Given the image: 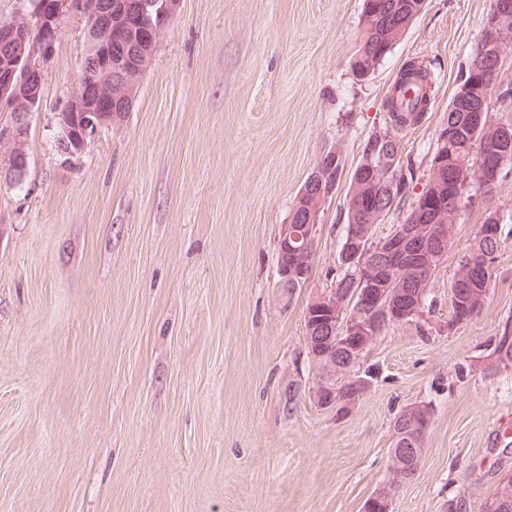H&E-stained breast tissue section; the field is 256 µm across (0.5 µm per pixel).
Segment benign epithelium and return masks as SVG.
<instances>
[{
  "label": "benign epithelium",
  "instance_id": "obj_1",
  "mask_svg": "<svg viewBox=\"0 0 512 512\" xmlns=\"http://www.w3.org/2000/svg\"><path fill=\"white\" fill-rule=\"evenodd\" d=\"M29 7L9 20L0 22V40L11 45L10 52L0 58V103H5L13 119L0 125V148L6 150L5 177L21 179L28 168L23 126L27 125L38 110L42 90L41 61L45 58L59 33L62 19L75 9L84 8L81 0H28ZM181 0H101L92 5L86 14L92 16L87 25V45L83 60V76L79 85L67 97L59 112L55 113V140L61 152L74 154L82 151L91 137L101 128L121 120L130 111L141 80L156 50L162 27H151L149 39L142 40L129 31L131 12H136L140 23L151 21L152 13L167 20L174 17ZM512 11V0H497L495 10L484 22L486 38L502 48L508 43L498 21L500 16ZM504 159L496 152L483 153L480 168L483 172L496 173ZM338 160L330 167L315 170L313 179L320 182L322 193L333 194L339 173L335 172ZM412 234L407 226H394L386 240V252L397 262L406 257L403 246ZM316 242L315 227L306 224L282 225L279 236L280 284L288 283V254L299 255L303 263L313 260ZM356 319L349 321V334L355 343L349 348L361 352L370 345L367 326L361 319L374 309H383L384 319L400 316L405 312L416 314L408 296L395 291L383 299L377 294L355 296ZM311 310L327 315L325 323L336 320V295L330 289L316 291L310 298ZM394 486L383 485L366 500L364 512H389Z\"/></svg>",
  "mask_w": 512,
  "mask_h": 512
}]
</instances>
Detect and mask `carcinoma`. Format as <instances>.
I'll return each mask as SVG.
<instances>
[{
  "mask_svg": "<svg viewBox=\"0 0 512 512\" xmlns=\"http://www.w3.org/2000/svg\"><path fill=\"white\" fill-rule=\"evenodd\" d=\"M425 8V0H364L362 10V23L364 29V40L358 50L354 70L374 71L380 61L386 56L382 52V40L392 41L403 34L414 16L418 15ZM477 66L494 68L501 74L500 84L491 85L490 88L477 93L476 102L484 108H489L488 97L492 92H497L496 101L499 109L507 112L512 109V80L507 78L503 70L504 58L498 57L497 53L480 44L473 55L468 69ZM418 70L421 76L414 78L416 85L414 102L411 107H403L402 101H386L388 120L384 127L372 134L364 146L362 155L372 154L375 156L372 171L363 178V184L350 183V192L345 206V233L338 252L336 271L329 274V288L336 292V335L343 333L344 323L350 321L353 310L349 304L355 295L366 291L372 293L380 288L384 291L409 290L416 294L418 305H424L429 283L435 271L439 268L448 249L453 245L454 226L456 216L466 207L478 204L477 192L487 191L483 186L481 176L475 169L476 157L480 148L487 146L505 154V164H512V123L511 122H489L488 126L479 131L473 130L467 122V113L448 111L446 122L450 139L448 143L442 144L435 141L434 147L428 160L429 173L422 191H433L438 186L437 175L439 171H445L452 166H458L462 171L461 192L457 199L453 200L446 207V220L439 221L434 217L427 218V221L416 225L409 224L414 214V208H409L404 224L411 225L415 229L414 234L405 243V251L408 252L409 265H401L394 270L387 269L390 259L384 252L380 251L383 237L376 234V226L384 220L386 214L380 210L370 211L365 206L363 194L368 192L380 199H387L389 207L400 209V204L412 199L417 202L421 194L411 191L413 184V169L411 160L403 159L400 150L398 134L404 127L396 121V116H406L422 109V99L419 94V85L432 83L431 72L421 64H410L407 70ZM396 157L394 169L380 165L381 155ZM470 182H465V179ZM473 187L474 192L467 191ZM325 204L317 201V195L313 194L308 199H302L293 203L289 213V223L303 226L308 219L317 212L324 211ZM500 218L495 211L485 210L484 220L478 226L476 234L468 251L461 257L458 263V272L452 287V315L451 322H461L460 314L469 313L470 318L478 317L484 310L490 284H477L466 281L462 272L464 267L479 260L490 261L489 274H494L496 253L502 237V227L499 224ZM362 248L368 254L369 259L384 263L382 270L385 277L381 280H370L362 278L358 268L354 264H344L342 255L346 245ZM422 249L424 256L423 263L427 268L420 269V264L412 263L415 256L412 252ZM324 316L320 313L310 316L304 320L305 334L312 336H328L331 333V326L323 324ZM498 360L507 366L512 363V330L504 328L497 346ZM319 374V384L325 385V376L331 371H336V377L340 378V385L336 391L342 392L349 389L346 372L356 371L359 361L354 360L345 363L343 347L336 346V349L326 347L314 352L310 356ZM396 420L402 421V426H393L394 447L422 448L423 440L418 433L419 426L413 423V419L397 416Z\"/></svg>",
  "mask_w": 512,
  "mask_h": 512,
  "instance_id": "carcinoma-1",
  "label": "carcinoma"
}]
</instances>
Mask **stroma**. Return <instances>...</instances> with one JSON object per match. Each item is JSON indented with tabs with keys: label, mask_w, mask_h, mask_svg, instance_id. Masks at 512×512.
<instances>
[{
	"label": "stroma",
	"mask_w": 512,
	"mask_h": 512,
	"mask_svg": "<svg viewBox=\"0 0 512 512\" xmlns=\"http://www.w3.org/2000/svg\"><path fill=\"white\" fill-rule=\"evenodd\" d=\"M494 0H427L374 73L352 64L363 0H183L135 102L76 154L54 116L77 87L86 18L42 62L22 181L0 179V512H363L390 480L393 422H432L390 512H483L512 475V165L462 213L432 305L371 344L351 409L317 404L304 309L335 266L350 174L405 64L437 80L402 131L414 186ZM343 156L313 272L279 286L278 239L321 156ZM502 238L481 315L449 326L485 209Z\"/></svg>",
	"instance_id": "stroma-1"
}]
</instances>
